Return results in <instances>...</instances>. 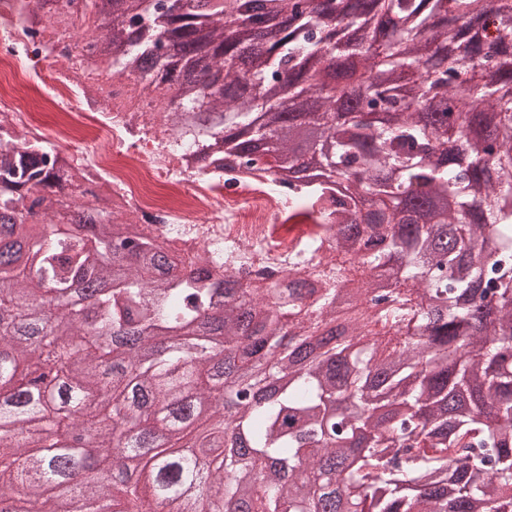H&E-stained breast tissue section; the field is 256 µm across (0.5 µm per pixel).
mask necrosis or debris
Returning <instances> with one entry per match:
<instances>
[{
  "mask_svg": "<svg viewBox=\"0 0 512 512\" xmlns=\"http://www.w3.org/2000/svg\"><path fill=\"white\" fill-rule=\"evenodd\" d=\"M34 3L0 0V81L34 87L83 118L91 144L72 150L73 164L122 196L135 222L179 250L212 259L236 248L243 256L239 278L274 266L277 282L286 283L287 187L260 173L233 181L227 171L187 162L171 148L177 137L171 113L148 98L125 106L124 91L142 84L138 74L112 76L85 45L27 26L23 17ZM73 58L81 62L75 74L65 66ZM0 115L26 142L71 140L67 131L36 120L27 94L0 90Z\"/></svg>",
  "mask_w": 512,
  "mask_h": 512,
  "instance_id": "4bbe7bcc",
  "label": "necrosis or debris"
}]
</instances>
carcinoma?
Here are the masks:
<instances>
[{
	"mask_svg": "<svg viewBox=\"0 0 512 512\" xmlns=\"http://www.w3.org/2000/svg\"><path fill=\"white\" fill-rule=\"evenodd\" d=\"M115 1L74 15L178 101L198 161L322 168L288 220L336 234L294 248L309 278L213 281L110 192L71 211L88 177L0 125V488L33 512L60 486L77 512H501L512 0ZM333 242L364 277L321 266Z\"/></svg>",
	"mask_w": 512,
	"mask_h": 512,
	"instance_id": "obj_1",
	"label": "carcinoma"
}]
</instances>
